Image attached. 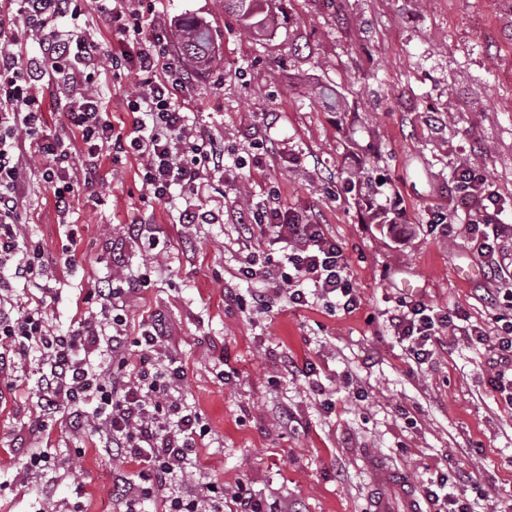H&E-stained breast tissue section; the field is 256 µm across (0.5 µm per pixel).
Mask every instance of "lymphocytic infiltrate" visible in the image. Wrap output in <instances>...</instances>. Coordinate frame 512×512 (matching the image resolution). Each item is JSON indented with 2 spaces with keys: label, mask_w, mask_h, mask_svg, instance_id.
<instances>
[{
  "label": "lymphocytic infiltrate",
  "mask_w": 512,
  "mask_h": 512,
  "mask_svg": "<svg viewBox=\"0 0 512 512\" xmlns=\"http://www.w3.org/2000/svg\"><path fill=\"white\" fill-rule=\"evenodd\" d=\"M139 4L100 0L99 5L102 14L118 21L124 45L113 54L112 69L134 74L141 85L126 101L134 115L127 134L116 130L102 96L90 90L102 74L94 45L80 31L59 27L60 19H79V0H9L0 7V268L11 271L10 279L0 278V370L34 352L46 361L49 373L41 389L47 409L68 410L76 429L94 420L106 452L139 465L136 478L113 482L127 500L128 512L155 499L164 512H219L228 499L223 484L205 481L195 495L179 491L184 478L200 470L196 449L209 430L178 396L184 367L157 360L169 338L165 319L154 315L136 338L126 333L141 279L129 275L123 285L88 291L84 301L98 312L66 335L51 333L41 309L16 310L12 298L13 281L34 280L44 267L42 250L20 230L31 186L50 191L56 208L66 212L77 186L94 173L90 167H75L69 145L49 133L39 87L49 89L89 157H98L104 147L117 159L139 156L142 183L154 200L168 202L173 191H180L187 201L181 223L214 224L222 218L200 210L195 198L202 179L223 168L224 144L187 126L182 92L189 75L173 66L164 36L144 37ZM34 35L38 55H22L21 47ZM34 157L41 164L32 168L28 162ZM458 183L474 211L468 221L472 242L493 271H502L512 257V225L500 221L502 198L472 170H462ZM237 222L240 234L286 240L288 257L277 281L289 303L356 309L359 301L343 250L315 216L297 217L272 196L262 210L240 214ZM497 299L493 331L469 325L464 333L497 357L502 368L490 384L512 403V286L499 289ZM458 318L457 312L442 313L423 301L403 299L391 311L388 325L422 364L432 357L443 329L455 327ZM134 346L141 350L135 362L130 359ZM94 354L104 358V365L91 362ZM228 500L232 512H275L243 486Z\"/></svg>",
  "instance_id": "1"
}]
</instances>
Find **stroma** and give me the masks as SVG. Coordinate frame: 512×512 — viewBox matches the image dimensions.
Masks as SVG:
<instances>
[{
    "mask_svg": "<svg viewBox=\"0 0 512 512\" xmlns=\"http://www.w3.org/2000/svg\"><path fill=\"white\" fill-rule=\"evenodd\" d=\"M82 8L62 29L117 51L116 27L95 0ZM141 10L146 32L164 34L172 51L183 14L214 35L220 64L195 72L185 96L192 128L224 142L226 166L200 205L252 208L278 187L283 207L317 213L336 238L359 305L225 306V291L256 289L233 277L240 260L257 252L281 264L286 244L241 237L229 220L179 224L177 206L143 188L141 158L115 162L105 150L68 214L39 189L27 196L22 230L43 248L47 271L16 284V305L44 303L53 330L66 333L84 319L91 288L124 270L148 274L128 334L154 313L166 317L167 352L186 371L181 393L210 429L200 458L227 490L245 483L283 512H367L365 459L375 454L414 484L423 512L435 510L428 487L458 473L466 480L456 491L475 512H512V405L489 383L490 352L459 333L421 365L386 329L405 297L492 325L503 282L473 248L457 174L476 169L512 201V0H281L257 33L224 0H144ZM323 87L341 93V106L319 96ZM257 135L267 152L237 168ZM357 174L375 176L371 196L347 192ZM395 196L402 208L370 222ZM438 212L452 235L436 227ZM127 224L151 225L160 244H129L120 269L111 243ZM287 361L313 364L318 387L287 374ZM46 371L33 355L0 374V512H125L112 483L137 466L108 454L95 425L76 433L42 409ZM32 448L54 459L34 477L24 473Z\"/></svg>",
    "mask_w": 512,
    "mask_h": 512,
    "instance_id": "obj_1",
    "label": "stroma"
}]
</instances>
